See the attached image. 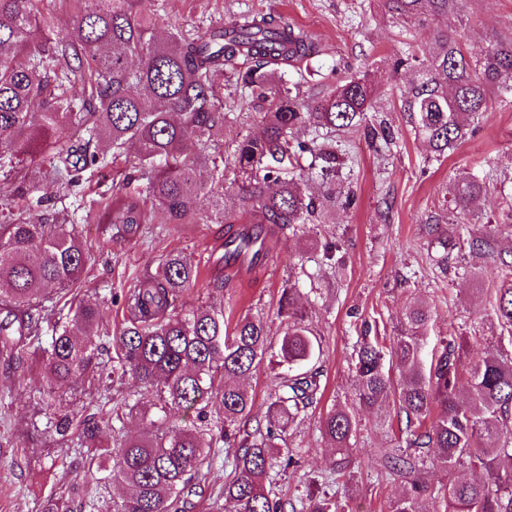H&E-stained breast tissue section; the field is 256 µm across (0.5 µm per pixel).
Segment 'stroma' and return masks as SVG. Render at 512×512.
Segmentation results:
<instances>
[{
  "instance_id": "1",
  "label": "stroma",
  "mask_w": 512,
  "mask_h": 512,
  "mask_svg": "<svg viewBox=\"0 0 512 512\" xmlns=\"http://www.w3.org/2000/svg\"><path fill=\"white\" fill-rule=\"evenodd\" d=\"M458 3V11L448 16L408 25L390 11L387 0H140L138 9L152 19L158 37L173 29L196 37L245 14L282 16L310 33L316 45L307 60L284 67L286 82L298 84L306 98L347 78L367 76L394 142L383 147L369 143L360 132L337 135L336 148L347 164L336 185V205L305 230L281 235L265 271L231 283L225 282L223 268L210 260L212 243L224 237L223 225L207 220L168 224L159 216L146 225L143 236L123 241L113 239L108 225L95 223L102 198L113 189L142 192V182L123 179L134 156L108 170L105 179L84 183L76 196L63 186L33 180V196L58 195V208L87 245L86 270L73 299L98 306L100 338L91 376L62 389L50 387L28 343H20L14 356L0 354V512H45L47 499L60 494L73 497L79 512H110L113 500L126 493L122 483H99L85 459L113 434L144 435L155 428L158 410L152 397L141 400L123 420L113 419L114 404L132 399L133 389L112 377V342L124 321L123 291L171 253L199 265L195 286L182 298L185 306L223 298L224 311L232 319L263 317L275 341L282 334L276 316L281 287L299 257H306L308 275L301 278L300 288L327 376L319 412L354 398L353 350L367 332L363 321H372V335H393L403 311L415 301L426 303L433 313L428 345L461 336L469 343L468 357H478L489 346L512 353V333L498 326L489 303L500 259L512 260V226L501 221L512 201V105L495 102L493 111L480 116L476 133L439 159L428 142L415 135L399 100L400 87L418 80L420 70L393 69L405 45L434 51L437 27L457 40L471 64L496 40L512 35V0ZM216 82L225 100L237 103L235 120L224 127V180L230 184L236 141L259 128L234 79L221 74ZM472 171L490 177L479 221L491 232L494 252L451 257L443 274L432 261L428 222L446 215L450 182ZM348 197L353 200L349 206L344 203ZM331 241L342 247L344 270L318 269L308 260ZM472 266L480 269V277L469 274ZM61 411L77 427L88 420L98 423L97 441L62 439L56 432ZM357 419L348 465L322 437L317 414L291 430L293 461L272 478L273 491L284 506L298 504L309 480L323 476L331 478V491L348 502L349 512H389L407 488L404 478L390 477L382 468L386 449L396 445L393 433L379 412L362 410ZM234 454V449L220 448L203 469V492L191 497L187 512H235V504L224 498L231 471L228 460Z\"/></svg>"
}]
</instances>
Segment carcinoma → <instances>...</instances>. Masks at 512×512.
<instances>
[{"mask_svg":"<svg viewBox=\"0 0 512 512\" xmlns=\"http://www.w3.org/2000/svg\"><path fill=\"white\" fill-rule=\"evenodd\" d=\"M48 0H0V153L46 151L52 158L44 177L69 187L80 185L90 169L108 165L100 144L117 162L134 145L136 173L145 194L116 192L95 219L110 224L116 236L133 240L160 210L168 224L198 220L199 200L211 198L220 224H236L225 245L240 252L262 238L254 259L268 254V229L297 231L320 218L333 202L331 191L307 193L301 159L311 156L320 176L336 177L340 161L326 142L303 139L299 131L315 125L326 131L364 129L372 142L392 144L376 111L368 78L356 76L329 93L304 100L274 76L273 67L305 58L314 42L281 17H244L197 38L175 32L163 40L151 34L152 21L136 10L139 0H73L64 18L47 11ZM402 19L446 15L457 0H389ZM437 52L419 56L408 47L394 70L422 66L425 76L399 89L403 111L414 132L436 157L476 131L479 115L493 110L491 93L512 95V38L497 40L482 60L469 65L455 40L436 32ZM243 57L237 72L249 104L262 126L258 136L236 141L233 163L240 182L238 211L224 210V125L226 110L215 85L224 66ZM80 82L81 93L67 85ZM63 129L67 137L58 139ZM9 194L5 205L15 218L0 224V350L15 337L36 343L50 385L69 386L92 371L98 349L100 312L79 305L69 323L55 319L51 343L42 347L43 323L84 272L88 250L75 232L43 210L46 198L30 197L29 181L13 170L0 173ZM489 182L469 173L453 182L451 217L431 225L438 254L435 265L448 272V255L464 247L471 253L489 247L476 230L468 238L458 225L470 224ZM198 266L179 253L168 254L155 271L123 295L126 319L114 344L112 374L153 394L161 403L155 432L127 437L88 459V468L105 479L131 487L114 502L113 512H186L194 476L209 464L211 449L235 448L233 477L224 497L238 512H283L265 478L283 457L291 458L288 428L322 397L323 369L313 363L317 338L300 306L299 280L288 278L277 315L285 329L276 354L267 323L247 316L228 327L224 303L185 307L181 297L198 279ZM57 287L54 295L46 287ZM490 305L502 329L512 333V262L500 260ZM431 310L409 306L396 335L362 337L355 352L354 405L332 407L320 422L323 435L347 452L356 437V409L393 405L405 417V448L387 457L384 469L407 479L408 489L390 512H424L422 500L436 495V512H512V354L486 348L476 360L463 358V344L443 338L425 363L423 350ZM273 362L274 399L266 423L250 426L255 399L242 384L264 360ZM397 366L396 382L386 361ZM99 430L81 431L61 416L56 431L90 439ZM422 448H432L448 474L467 466L479 480L448 479L439 488L427 480ZM302 512H345L336 496L309 483Z\"/></svg>","mask_w":512,"mask_h":512,"instance_id":"carcinoma-1","label":"carcinoma"}]
</instances>
